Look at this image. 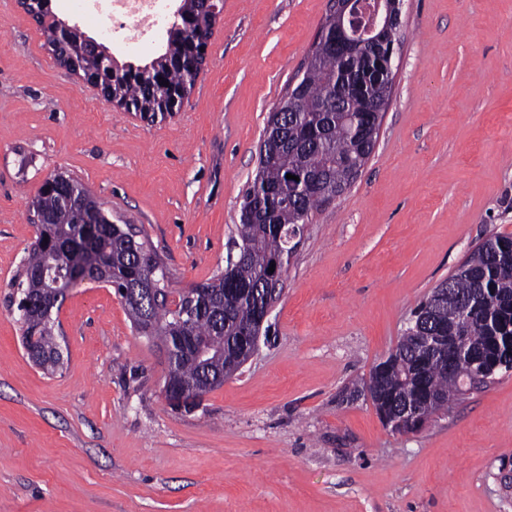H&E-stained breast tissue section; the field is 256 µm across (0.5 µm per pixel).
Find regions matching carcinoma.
<instances>
[{
	"mask_svg": "<svg viewBox=\"0 0 512 512\" xmlns=\"http://www.w3.org/2000/svg\"><path fill=\"white\" fill-rule=\"evenodd\" d=\"M186 49L185 33L172 29L165 52L150 65H122L123 73L136 72V80L124 81L119 89L121 98L134 109L162 111V102L187 83L181 69L167 67V60L181 55ZM103 52L94 49L68 58V62L84 75L101 72ZM168 69L169 85L161 86L150 80V71ZM343 71V64L328 49L315 47L297 83L302 94L291 112L269 113L266 131L270 137L293 143L288 148L263 153L267 143L259 145V163L252 184L245 190L241 207L251 199L262 197L264 209L251 217L240 216L233 240L245 247L243 258L230 267L225 275H217L203 288L212 289L218 302L223 294L230 295L229 310L216 318L198 313L183 315L187 300L171 306L167 294L150 296L137 294L134 301L125 292L135 286L148 287L149 280L165 282L168 271L157 253L146 264L144 278H131L138 264L139 253L148 239L144 230L134 236L128 224H114L103 204L73 177H68L75 190V199L68 200L57 193L37 192L31 201L32 215L54 220L42 224L41 239L35 240L24 258L22 272L9 287L19 298L30 299V306L16 305L17 321L22 332V344L34 352L30 360L47 374H53L64 364V349L56 334L55 319L39 309L38 302L53 288H41L29 278V273L55 264L69 277V287L82 282L101 280L121 299L135 331L153 343L170 344L179 351L175 369L177 377L193 388L209 384L233 363L236 339L243 330L254 325L259 304L267 293V275L275 259L289 265L291 255L286 245L285 231L308 223L314 210L327 203L318 193H295L286 175L319 172L324 176L328 193L347 190L361 168L371 157L378 128L373 123L371 104L389 99L391 84L376 79L377 60L362 56L356 70L349 71L362 80V90L351 92L342 101L343 111L321 112L319 105L329 99L336 88L334 80ZM48 239L51 247H43ZM439 287L447 288L468 298L473 289L484 292L473 300L467 314L441 303L435 295L428 296L412 312V325L403 333L388 354L383 368L373 367L370 376L381 407H400L406 402L418 404L422 414L448 410L465 394L461 376L472 365L470 354L487 363L490 360L512 369V235L495 233L479 242L461 262L455 273ZM426 334L443 348L458 343L465 352L453 358L457 377L448 375L442 355H427L417 340ZM193 337L203 344L209 355L199 360L182 348L183 339Z\"/></svg>",
	"mask_w": 512,
	"mask_h": 512,
	"instance_id": "obj_1",
	"label": "carcinoma"
}]
</instances>
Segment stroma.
Returning a JSON list of instances; mask_svg holds the SVG:
<instances>
[{"label": "stroma", "mask_w": 512, "mask_h": 512, "mask_svg": "<svg viewBox=\"0 0 512 512\" xmlns=\"http://www.w3.org/2000/svg\"><path fill=\"white\" fill-rule=\"evenodd\" d=\"M51 9L117 63L166 50L168 23L133 48L73 0ZM401 10L370 159L312 213L269 340L177 412L162 349L101 283L57 315L63 369L33 366L8 288L35 239L28 205L66 172L145 229L172 293L222 272L267 115L329 0H224L187 99L152 121L69 73L19 0H0V512H512V371L408 434L357 394L418 303L480 240L512 233V0Z\"/></svg>", "instance_id": "obj_1"}]
</instances>
